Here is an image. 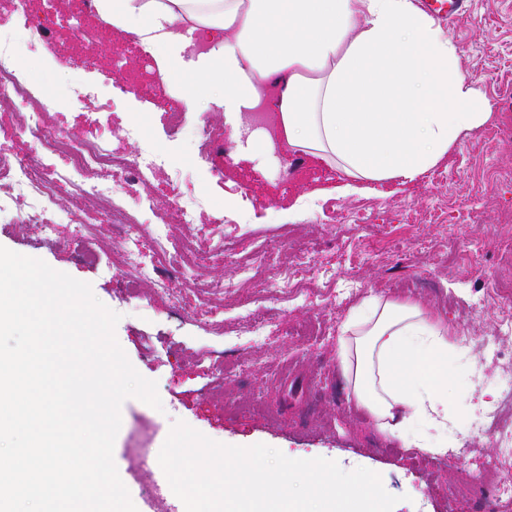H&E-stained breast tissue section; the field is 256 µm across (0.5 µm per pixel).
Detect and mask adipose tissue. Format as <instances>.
<instances>
[{"label":"adipose tissue","instance_id":"1","mask_svg":"<svg viewBox=\"0 0 512 512\" xmlns=\"http://www.w3.org/2000/svg\"><path fill=\"white\" fill-rule=\"evenodd\" d=\"M105 26L172 55L183 27L211 47L187 78L218 87L241 125L268 103V150L341 171L343 189L417 182L494 115L443 27L413 0H94ZM452 334L420 303L365 300L341 325L337 357L358 404L406 447L444 453Z\"/></svg>","mask_w":512,"mask_h":512}]
</instances>
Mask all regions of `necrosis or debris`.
Returning <instances> with one entry per match:
<instances>
[{"label":"necrosis or debris","instance_id":"4bbe7bcc","mask_svg":"<svg viewBox=\"0 0 512 512\" xmlns=\"http://www.w3.org/2000/svg\"><path fill=\"white\" fill-rule=\"evenodd\" d=\"M56 110L55 99L33 92L8 43L0 42V112L15 116L16 136L33 137L41 155L65 163L59 170L39 157L0 155V180L15 189L20 223L37 224L45 234L54 233L59 218L56 190L64 179L73 182L83 196L106 199V222L121 225L127 240H137L143 231L138 212L146 207L140 190L165 165V158L148 149L130 155L109 149L103 141L59 136L52 124ZM497 432L501 454L491 486L497 500L511 501L512 424L499 426Z\"/></svg>","mask_w":512,"mask_h":512}]
</instances>
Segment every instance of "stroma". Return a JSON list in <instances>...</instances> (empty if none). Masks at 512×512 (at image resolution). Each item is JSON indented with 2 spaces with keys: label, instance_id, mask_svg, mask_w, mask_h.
Returning <instances> with one entry per match:
<instances>
[{
  "label": "stroma",
  "instance_id": "stroma-1",
  "mask_svg": "<svg viewBox=\"0 0 512 512\" xmlns=\"http://www.w3.org/2000/svg\"><path fill=\"white\" fill-rule=\"evenodd\" d=\"M83 0H67L64 12L43 18L78 64L64 65L35 46L10 0H0V30L13 39L17 61L40 94L59 106L55 130L63 137L106 139L116 151L136 153L148 142L167 165L151 178L153 211L137 242L115 224H95L75 234L77 216L94 210L71 185L58 191L62 220L52 236L17 221L19 205L9 184L0 185V246L39 258L53 269L90 283L95 297L116 313L118 343L133 367L156 381L162 407L134 399L121 406L113 459L136 508L155 487L134 475L126 449L139 444L160 452L173 424L185 422L208 438L233 446L263 443L293 459L323 457L346 471L365 467L380 474L385 490L399 496L393 512H507L481 474L498 454L492 432L476 421L497 401L499 381L512 361L494 356L483 339L512 348L487 292H512V239L496 232L500 213L512 211V142L492 135L512 127V0H470L469 11L444 29L460 69L482 89L495 112L493 125L469 134L451 156L410 185L383 183L344 194L343 175L306 157L283 180L294 155L255 146L253 159L227 160L202 149L196 118L224 128V109L202 84L174 83L145 96L115 69L109 50L120 44L128 67L158 78L156 51L131 35L99 27L91 45L77 42L92 25ZM114 103L110 112L94 99ZM186 114L172 129L173 111ZM138 125L142 139H126ZM201 200L197 220L173 224L171 184ZM190 241L198 258L189 275L179 260L162 270L166 287L139 284L123 262L125 251L155 254L154 232ZM230 237L239 265L225 264L222 237ZM300 256L299 286L272 294L275 264ZM234 281L223 289L224 281ZM396 303L416 301L446 321L457 350L450 365L448 429L441 438L450 457L404 447L380 432L354 399L337 358L339 326L370 296Z\"/></svg>",
  "mask_w": 512,
  "mask_h": 512
}]
</instances>
